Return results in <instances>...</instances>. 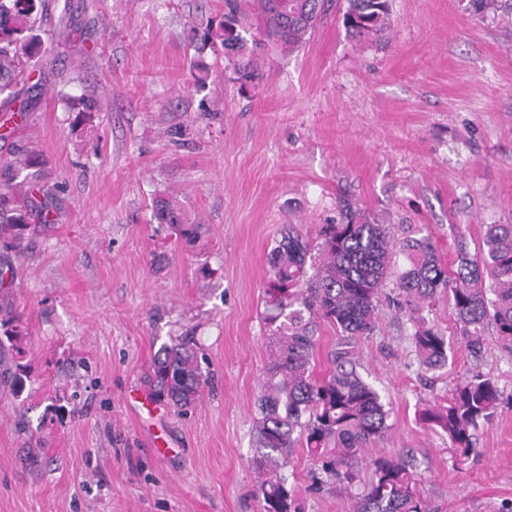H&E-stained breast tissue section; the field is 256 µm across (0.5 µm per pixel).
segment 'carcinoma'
I'll return each instance as SVG.
<instances>
[{
    "label": "carcinoma",
    "instance_id": "1",
    "mask_svg": "<svg viewBox=\"0 0 512 512\" xmlns=\"http://www.w3.org/2000/svg\"><path fill=\"white\" fill-rule=\"evenodd\" d=\"M334 2L224 0V13L210 23L208 34L212 44L236 57L239 76L254 82L260 74L257 62L245 56L246 35L254 30L266 42L298 47ZM41 4L0 0V142L10 146L7 155H0V175L8 176L0 187V246L7 250L20 247L30 225L51 221L40 153L14 141L28 111L15 86L26 82L31 90L42 88L35 70L26 68L42 46L37 34ZM343 22L357 40L377 39L391 26L390 0H347ZM154 217L186 244L194 241L197 225L187 222L171 201L156 200ZM318 239L313 245L296 225L285 224L268 258L263 320L273 328L275 350L255 420L254 462L266 474L255 489L260 512H298L283 470L299 445L320 471L316 490L362 482L353 512H428L416 493L414 459L372 455L390 428L389 412L380 393L357 372L351 351L339 349L329 374L314 375L316 333L327 323L347 342L371 335L381 291L393 279L402 305L418 321L412 342L420 366L436 370L448 365L447 337L420 316L445 296L473 353L481 351L488 325L512 349V224L486 225L482 247L474 254L458 233L451 269L429 237L398 241L386 225L371 223L349 205L340 223L322 225ZM314 250L318 264L310 275L307 261ZM396 254L406 259L400 271L393 265ZM151 369L147 382L158 401L183 412L200 400L207 378L189 342L162 346ZM502 401L495 378L477 373L455 385L447 404L426 409L424 416L448 435L457 460L464 462L475 452L476 431L490 422ZM366 469L370 473L364 480Z\"/></svg>",
    "mask_w": 512,
    "mask_h": 512
}]
</instances>
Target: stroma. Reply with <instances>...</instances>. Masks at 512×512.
<instances>
[{
  "mask_svg": "<svg viewBox=\"0 0 512 512\" xmlns=\"http://www.w3.org/2000/svg\"><path fill=\"white\" fill-rule=\"evenodd\" d=\"M224 0H45L43 41L70 8L74 42L37 58L43 88L18 139L39 148L57 221L0 249V512H259L255 405L273 339L268 255L283 225L316 238L344 206L397 240L430 236L444 263L512 224V0H390L392 24L357 41L330 11L293 51L256 45L259 86L202 33ZM205 76L196 89V76ZM97 100L84 112L71 99ZM173 197L199 227L182 246L153 215ZM385 288L352 353L390 410L379 448L412 453L431 512H512V353L480 354L447 299L424 310L448 364L421 368L416 328ZM189 339L207 377L181 413L151 402L162 345ZM505 399L458 466L424 423L470 371ZM296 450L300 512H352L355 492L315 493Z\"/></svg>",
  "mask_w": 512,
  "mask_h": 512,
  "instance_id": "1",
  "label": "stroma"
}]
</instances>
